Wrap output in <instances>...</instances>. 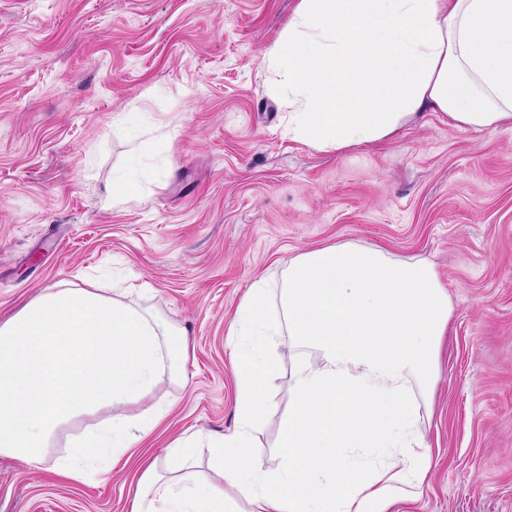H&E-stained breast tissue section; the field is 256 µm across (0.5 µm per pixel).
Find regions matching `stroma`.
<instances>
[{
  "label": "stroma",
  "instance_id": "1",
  "mask_svg": "<svg viewBox=\"0 0 512 512\" xmlns=\"http://www.w3.org/2000/svg\"><path fill=\"white\" fill-rule=\"evenodd\" d=\"M296 0H0V320L61 280L143 289L185 333L147 446L84 482L0 456V512H128L145 457L207 466L236 427L228 331L254 279L354 240L432 262L453 312L424 415L437 464L391 512H512V130L437 112L380 147L283 133L262 61ZM136 112V128L120 120ZM138 183L112 206L115 176ZM288 366L255 450L276 458Z\"/></svg>",
  "mask_w": 512,
  "mask_h": 512
}]
</instances>
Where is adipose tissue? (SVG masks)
Masks as SVG:
<instances>
[{"label": "adipose tissue", "mask_w": 512, "mask_h": 512, "mask_svg": "<svg viewBox=\"0 0 512 512\" xmlns=\"http://www.w3.org/2000/svg\"><path fill=\"white\" fill-rule=\"evenodd\" d=\"M269 88L288 104L289 139L342 152L388 141L424 111L450 127L512 128V0H297L266 53ZM452 305L433 265L339 241L255 279L229 330L237 426L204 474L190 452L146 461L130 512H389L421 496L434 467L419 395L430 394ZM314 359L295 357L297 347ZM188 343L133 289L64 282L0 322V455L44 467L64 425L138 408L148 438ZM292 359L277 462L253 448L275 406L268 384ZM134 444L109 418L58 458L83 482Z\"/></svg>", "instance_id": "adipose-tissue-1"}]
</instances>
